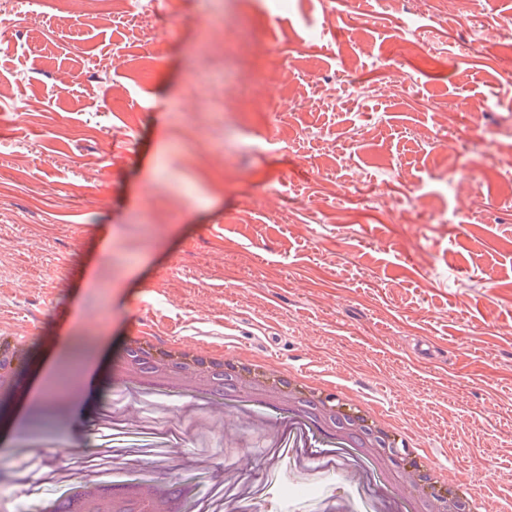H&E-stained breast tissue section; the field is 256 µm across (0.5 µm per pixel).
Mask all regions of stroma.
I'll use <instances>...</instances> for the list:
<instances>
[{
  "label": "stroma",
  "mask_w": 512,
  "mask_h": 512,
  "mask_svg": "<svg viewBox=\"0 0 512 512\" xmlns=\"http://www.w3.org/2000/svg\"><path fill=\"white\" fill-rule=\"evenodd\" d=\"M86 2L0 0V326L29 400L91 341L77 403L0 408L25 436L0 498L123 468L194 512H377L296 421L228 445L238 406L128 393L109 363L148 331L374 397L450 485L512 499V0H158L142 28Z\"/></svg>",
  "instance_id": "stroma-1"
}]
</instances>
